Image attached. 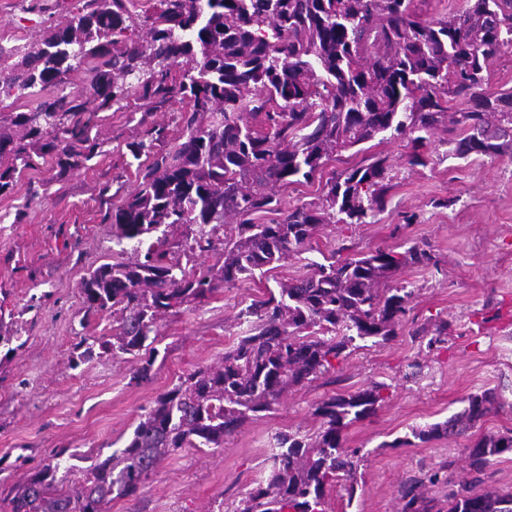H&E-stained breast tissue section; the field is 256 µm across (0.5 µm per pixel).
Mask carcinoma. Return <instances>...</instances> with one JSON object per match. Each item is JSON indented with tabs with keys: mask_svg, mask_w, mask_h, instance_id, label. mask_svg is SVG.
Masks as SVG:
<instances>
[{
	"mask_svg": "<svg viewBox=\"0 0 512 512\" xmlns=\"http://www.w3.org/2000/svg\"><path fill=\"white\" fill-rule=\"evenodd\" d=\"M41 39L0 46V97H42L29 112L0 115V195L22 171L55 155L62 169L96 154L89 100L109 110L130 98L153 109L185 102L182 142L146 165L165 138L151 127L131 144L141 180L110 215L112 237L131 246L129 262L106 263L81 284L86 312L119 307V333L81 339L77 347L138 360L133 379L151 377L157 321L202 303L217 289L277 268L300 254L328 224H364L390 189L385 157L326 180L319 201L281 212L275 187L312 183L333 156L380 135L405 139L406 163L425 165L431 135L444 130L458 157L512 149V88L487 92L489 68L512 47V0H466L463 8L424 21L416 0H153L134 14L131 0H81ZM145 30L133 38L136 29ZM94 65H89V62ZM181 64V79L170 66ZM85 73L82 83L70 81ZM281 212L269 224L254 215ZM188 230L183 250L166 238L143 247L160 227ZM215 254L218 268L183 263ZM435 263L429 243L403 253L376 249L344 260L306 264L237 316L240 336L221 362L198 368L159 394L140 415L124 448L97 459L77 487L58 461L35 468L3 499L9 512H107L115 497L135 494L179 448H222L293 387L334 367L355 338L397 335L412 292L388 280L408 266ZM149 352L145 358L141 351ZM380 384L330 396L314 410L312 435L275 437L273 466L236 512H325L327 487L353 481L356 452L343 431L370 417ZM491 395H471L464 410L414 432L421 440L459 435L489 411ZM512 450V431L483 436L465 449L469 478L448 482V512H512V493L476 491L496 457ZM435 472L401 490L400 512H442L422 488Z\"/></svg>",
	"mask_w": 512,
	"mask_h": 512,
	"instance_id": "1",
	"label": "carcinoma"
}]
</instances>
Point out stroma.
<instances>
[{
  "label": "stroma",
  "instance_id": "35a3bbf8",
  "mask_svg": "<svg viewBox=\"0 0 512 512\" xmlns=\"http://www.w3.org/2000/svg\"><path fill=\"white\" fill-rule=\"evenodd\" d=\"M80 6L0 0V45L39 39L49 15L61 18ZM88 106L96 111L92 134L100 145L94 159L64 171L46 159L0 196V326L21 341L15 350L0 346V493L59 450H68L62 463L80 476L98 454L123 448L159 394L221 360L240 332L241 309L342 245L358 254L431 244L436 265L404 268L393 280L413 290L397 336L355 340L333 370L290 389L275 410L254 417L223 447L173 452L134 496L113 499L110 512H236L266 479L275 434L316 432L319 402L375 383L383 387L375 414L344 431L346 448L359 452L355 480L328 488L327 512H398L407 480L437 470L459 477L473 438L512 430V152L460 158L448 153L438 131L427 164L411 166L404 141L373 143L368 154L387 158L397 176L371 222L329 225L311 249L280 267L163 316L152 377L138 384L131 356H81V337L111 335L119 320L115 313H86L81 282L102 264L129 259L113 241L108 218L139 183L128 165L129 143L156 125L166 132L158 152L171 150L186 106L151 114L143 100L119 110H98L93 100ZM442 323L444 342L430 344L428 331ZM484 392L494 394L493 409L468 433L415 438Z\"/></svg>",
  "mask_w": 512,
  "mask_h": 512
}]
</instances>
